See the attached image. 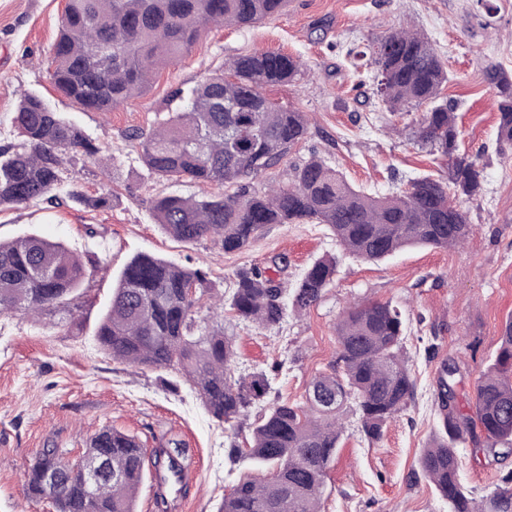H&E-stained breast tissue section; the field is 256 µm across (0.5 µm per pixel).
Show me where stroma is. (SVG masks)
I'll return each instance as SVG.
<instances>
[{"mask_svg": "<svg viewBox=\"0 0 512 512\" xmlns=\"http://www.w3.org/2000/svg\"><path fill=\"white\" fill-rule=\"evenodd\" d=\"M66 0H0V145L14 141L13 112L21 92L42 96L112 155L109 171L77 160L67 184L88 196L111 192L109 206L74 201L54 207L35 201L0 208V241L30 233L64 242L96 262L93 276L67 313L40 318L0 316V512H55L51 501L29 498L23 473L42 448H59L80 461L88 439L105 427L133 435L153 468L155 452L184 444L187 479L177 494L157 501L144 482L137 512H219L238 479L250 474L232 461L247 428H233L206 411L195 389L172 369L132 368L100 349L95 329L119 271L140 252L205 272L216 291L230 293L234 273L257 266L293 287L305 268L338 254L327 225L267 224L249 247L227 253L206 239L177 241L155 224L150 199L165 194L201 198L216 185L166 181L145 169L132 133L163 122L171 92L190 88L239 55L257 50L301 58L293 82L265 95L305 112L308 132L255 189L287 184L294 166L321 158L355 187L388 194L411 178L447 180L448 169L419 146L413 130L420 109L390 112L375 93L376 67L367 48L397 29L425 34L448 70L441 97L459 117V150L482 172L479 197L468 204L472 233L455 248L408 247L381 261L341 256L334 284L302 315L261 329L224 314L233 336L237 370L287 367L272 382L270 400L302 403L308 382L337 358L336 319L347 301L392 302L403 314V342L415 381L407 408L390 420L380 441L358 431L347 413L341 448L326 479L322 512H448V503L414 478L421 448L437 429L435 402L444 362L459 368L456 392L470 412L474 386L512 321V143L497 139L498 111L488 72L512 74V0H288L279 14L248 27H215L177 63L161 69L147 92L109 112L81 108L51 83L53 47ZM362 51L352 61L348 49ZM460 445L462 479L474 496L499 484L512 458L496 463Z\"/></svg>", "mask_w": 512, "mask_h": 512, "instance_id": "35a3bbf8", "label": "stroma"}]
</instances>
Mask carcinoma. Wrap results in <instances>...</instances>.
Returning <instances> with one entry per match:
<instances>
[{"mask_svg": "<svg viewBox=\"0 0 512 512\" xmlns=\"http://www.w3.org/2000/svg\"><path fill=\"white\" fill-rule=\"evenodd\" d=\"M288 0H67L54 44V86L77 104L110 112L140 96L156 70L177 62L212 26H249L279 14ZM377 95L391 112L426 105L417 121L420 141L448 160V182L413 178L400 193L374 196L351 185L338 170L312 158L294 168L285 186L262 192L249 179L275 166L307 133L306 115L273 103L268 85L292 82L298 59L255 51L225 63L189 90L176 88L179 107L147 133H136L150 174L166 180L188 177L224 188L203 198L166 195L150 201L155 223L174 239L192 244L211 238L226 252L247 247L266 224H327L345 254L383 260L410 246L454 247L472 224L463 202L482 191L476 163L459 154L454 108L439 101L448 71L436 48L419 32L396 30L372 50ZM498 137L512 142V78L494 71ZM13 125L18 141L0 146V207L53 202L65 183L66 164L80 155L105 170L112 155L41 97L23 94ZM68 196L93 208L110 205L112 193ZM338 256L315 260L294 288L266 271L242 268L229 302L244 323L280 325L288 311L299 315L320 302L336 275ZM88 276L80 256L62 242L30 235L0 242V316L51 314L70 304ZM198 269L147 254L135 257L112 288L96 339L112 358L131 366L174 369L197 391L207 412L230 423L266 402L271 371L234 373L235 350L224 325L198 331L195 306L213 294ZM404 322L389 301L354 302L336 322L337 363L309 382L305 401H275L255 419L250 446L233 448L269 471L243 479L224 496L219 512H321L327 471L345 431L349 404L361 432L381 439L386 424L411 399L414 381L403 357ZM499 352L475 389V411L459 407L444 365L437 387L440 431L420 454L419 474L448 501V512H512V470L477 499L460 475L458 445L499 461L512 457V322L500 336ZM182 444L164 448L156 464L183 474ZM107 459L111 473L89 489L86 468ZM145 450L112 427L89 438L82 460L71 464L58 448L37 451L24 471L32 498H47L57 512H135L145 477ZM55 480L43 481L46 471Z\"/></svg>", "mask_w": 512, "mask_h": 512, "instance_id": "carcinoma-1", "label": "carcinoma"}]
</instances>
